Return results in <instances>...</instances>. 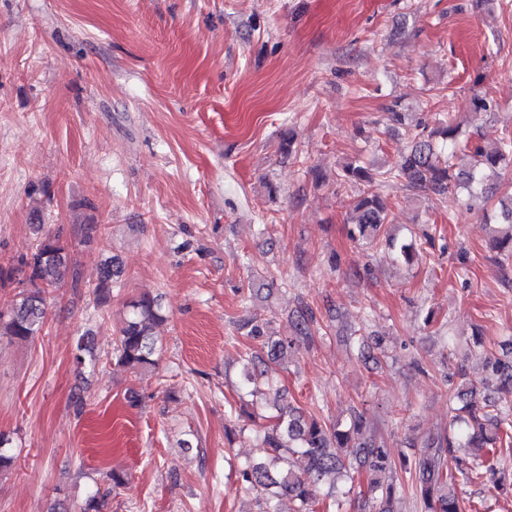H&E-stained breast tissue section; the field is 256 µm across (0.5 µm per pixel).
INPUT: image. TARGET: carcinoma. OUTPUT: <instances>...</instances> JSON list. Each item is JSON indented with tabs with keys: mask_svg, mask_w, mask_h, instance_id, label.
Masks as SVG:
<instances>
[{
	"mask_svg": "<svg viewBox=\"0 0 512 512\" xmlns=\"http://www.w3.org/2000/svg\"><path fill=\"white\" fill-rule=\"evenodd\" d=\"M459 130L448 120L439 122L436 130L427 135H416L396 167L386 171L371 168L354 160L336 173L339 184L363 185L366 190L353 202L350 236L372 246H383L393 253L395 261H413L417 246L430 241L410 239L397 243L384 235L389 223L387 199L376 186L389 179H401L417 192L443 194L454 187L464 194V203L470 208L485 209L492 189V180L512 170V139L500 141L491 147L480 142L458 141ZM500 223L507 232L496 238L494 248L512 258V206L500 213ZM37 241L31 253L18 258L20 270L27 272L26 282L16 294L10 309L0 311V337L25 341L37 335L45 318V290L60 288L66 280H76L73 258L60 234L47 233L43 225H32ZM122 273L115 256L106 258L98 272L95 292L98 299L110 297L112 285ZM165 320L158 300L142 294L129 303V312L113 344L116 363L133 371L155 368L159 347L154 329ZM316 323L311 308L298 310L293 336L276 338L269 325L257 321L242 324L246 335L262 342L268 349V361L258 368L253 365V353L245 351L244 385L256 393L259 388L272 387L276 381L277 366L296 340L309 339ZM77 366L95 364L92 347L85 337L78 338L73 352ZM486 372L482 388H493L498 398L486 397L483 404L475 401L477 388L469 385L466 374L459 373L461 384L454 397L461 407L452 416L448 431L427 444L415 457L410 469L415 474V494L422 503L423 512H465L466 506L458 489L470 484L491 482L502 494H512V474L506 462L475 456L461 462L457 471L448 472L444 457L456 448H486L493 450L512 438V359L486 355ZM367 426L366 411L349 409L346 425L329 424L323 419L291 407L280 409L276 423L260 436L266 448L263 459L247 464L240 472L241 488L252 494L260 512H280L278 500L288 496L294 503V512H315L319 502L318 485L329 475H336L354 464L359 472L382 473L396 469L386 448L374 441H361ZM371 498L380 501L381 512H392L398 487L373 478L369 483Z\"/></svg>",
	"mask_w": 512,
	"mask_h": 512,
	"instance_id": "obj_1",
	"label": "carcinoma"
}]
</instances>
